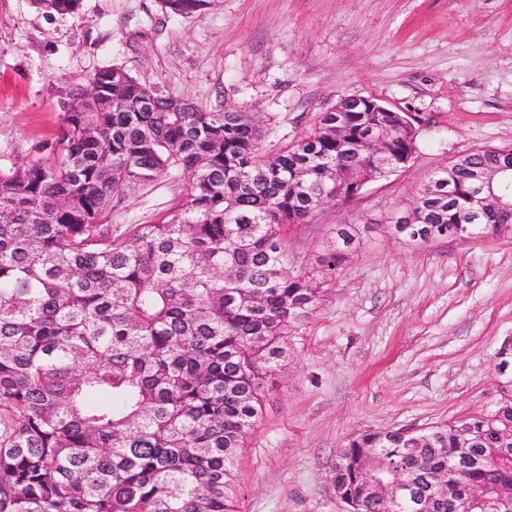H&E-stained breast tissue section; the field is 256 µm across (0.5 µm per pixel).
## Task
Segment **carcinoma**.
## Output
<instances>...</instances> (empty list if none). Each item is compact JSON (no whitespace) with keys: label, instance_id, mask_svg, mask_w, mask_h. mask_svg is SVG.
Instances as JSON below:
<instances>
[{"label":"carcinoma","instance_id":"obj_1","mask_svg":"<svg viewBox=\"0 0 512 512\" xmlns=\"http://www.w3.org/2000/svg\"><path fill=\"white\" fill-rule=\"evenodd\" d=\"M48 13L78 0H35ZM212 0H160L189 17ZM72 94L59 147L44 160L0 171V512H235L231 467L253 429L259 380L288 353V336L320 299L312 271L288 264L286 231L319 207L352 196L354 173L384 178L364 140L367 120L399 113H336L305 138L264 151L247 112H202L163 97L124 68ZM394 161L416 152L401 132ZM500 150L460 154L421 188L416 220L382 225L398 240L512 235V213L469 222L474 166ZM171 170L180 203L130 238L112 236V199ZM452 186L448 197L434 195ZM317 259L332 270L360 244L353 224L333 228ZM505 398L492 411L434 425L407 439L357 434L331 480L353 512H387L366 494L368 449L410 482L395 512H489L481 497L512 500V338L495 351ZM469 461L455 463L459 449ZM447 481L430 488L431 477Z\"/></svg>","mask_w":512,"mask_h":512}]
</instances>
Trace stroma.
Wrapping results in <instances>:
<instances>
[{
  "label": "stroma",
  "mask_w": 512,
  "mask_h": 512,
  "mask_svg": "<svg viewBox=\"0 0 512 512\" xmlns=\"http://www.w3.org/2000/svg\"><path fill=\"white\" fill-rule=\"evenodd\" d=\"M112 65L201 111L256 114L269 153L353 95L418 130L406 168L288 232L290 262L308 267L334 225L365 228L260 382L261 410L232 466L237 512H349L330 470L352 437L495 408L492 359L512 336V237L407 245L381 225L461 152L512 147V0H215L189 17L158 0H80L73 14L0 0V170L50 155L68 93ZM184 184L173 171L125 188L113 235L172 211Z\"/></svg>",
  "instance_id": "35a3bbf8"
}]
</instances>
